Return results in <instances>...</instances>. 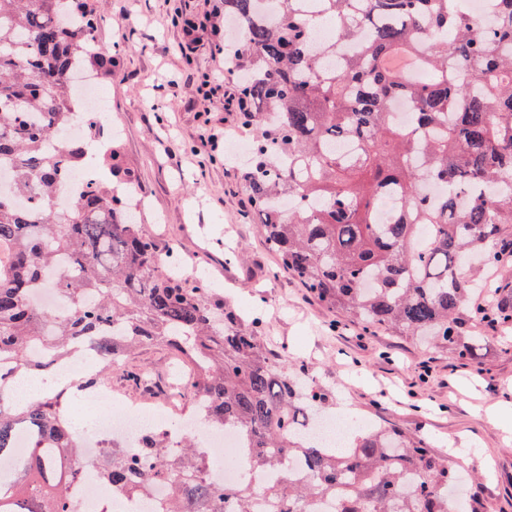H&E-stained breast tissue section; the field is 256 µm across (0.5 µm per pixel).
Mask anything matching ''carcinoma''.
Wrapping results in <instances>:
<instances>
[{"label": "carcinoma", "instance_id": "carcinoma-1", "mask_svg": "<svg viewBox=\"0 0 512 512\" xmlns=\"http://www.w3.org/2000/svg\"><path fill=\"white\" fill-rule=\"evenodd\" d=\"M260 0H224L238 20L241 125L253 132L242 173L252 218L282 269L320 303L366 329L428 340L458 359L478 358L475 325L512 328V280L486 268L512 266V0H488L476 20L467 0H322L336 34L317 42L302 0H278L274 18H257ZM102 21L87 0H0V243L13 257L0 266V369L53 373L52 361L91 343L117 350L95 378L52 387L20 405L0 377V512H73L70 488L88 464L82 436L65 415L77 393L108 370L138 382L130 352L174 350L198 365L184 378L187 409L205 399L210 425L233 427L250 462L277 468L266 494L280 512H306L309 499L336 500L334 512H448V488L461 476L421 437L394 425L323 447L298 431L326 414L331 394L271 353L261 322L243 323L210 282L170 273L168 255L131 218L128 200L94 177L80 201L63 206V171L82 164L100 134L94 120L57 152L50 140L76 117L72 68L111 76L117 59L92 42ZM359 41L339 66L323 61ZM409 106L408 125L391 106ZM112 176L136 190L135 170L119 147L106 156ZM67 267L52 286L69 302L60 316L34 292L59 257ZM483 289L487 304L471 301ZM41 345L47 359L30 348ZM27 452L15 455L20 432ZM154 451H101L98 472L118 493L143 482L170 487L165 512H251L252 485L219 489L205 474L211 453L173 424ZM306 465L302 478L288 464Z\"/></svg>", "mask_w": 512, "mask_h": 512}]
</instances>
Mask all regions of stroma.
Wrapping results in <instances>:
<instances>
[{"instance_id":"obj_1","label":"stroma","mask_w":512,"mask_h":512,"mask_svg":"<svg viewBox=\"0 0 512 512\" xmlns=\"http://www.w3.org/2000/svg\"><path fill=\"white\" fill-rule=\"evenodd\" d=\"M100 4L98 40L117 45L120 66L99 83L111 124L88 168L111 180L103 154L119 146L137 173L143 232L202 270L244 319L260 318L269 350L306 366L332 393L333 417L392 423L444 454L471 444L477 458L467 470L476 480L463 493L478 494L485 512H512V333L484 335L477 361L465 362L405 336L364 332L290 274L271 277L278 257L247 219L248 193L225 158L224 131L239 115L224 107V0ZM188 41L189 57L180 50Z\"/></svg>"}]
</instances>
